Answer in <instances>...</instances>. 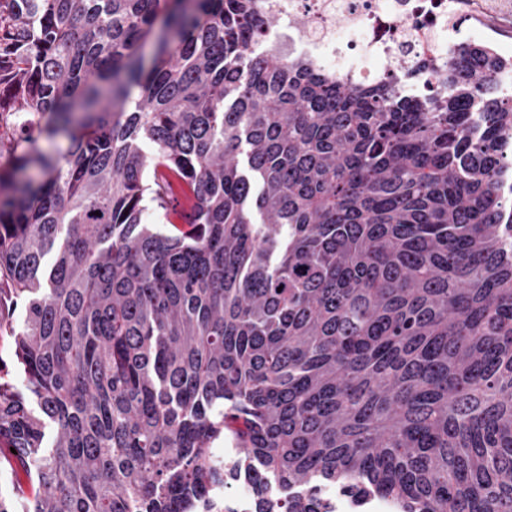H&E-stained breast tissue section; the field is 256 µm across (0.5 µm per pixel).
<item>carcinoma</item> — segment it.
I'll return each instance as SVG.
<instances>
[{"label": "carcinoma", "mask_w": 512, "mask_h": 512, "mask_svg": "<svg viewBox=\"0 0 512 512\" xmlns=\"http://www.w3.org/2000/svg\"><path fill=\"white\" fill-rule=\"evenodd\" d=\"M275 25L0 0V512H512V59L351 86Z\"/></svg>", "instance_id": "cac0c4a2"}]
</instances>
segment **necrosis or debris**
I'll list each match as a JSON object with an SVG mask.
<instances>
[{
	"label": "necrosis or debris",
	"mask_w": 512,
	"mask_h": 512,
	"mask_svg": "<svg viewBox=\"0 0 512 512\" xmlns=\"http://www.w3.org/2000/svg\"><path fill=\"white\" fill-rule=\"evenodd\" d=\"M277 14L278 30L266 51L309 58L325 72L355 83L393 76L394 59L447 60L475 21L493 13L512 22V0H262ZM307 23L296 27L293 20Z\"/></svg>",
	"instance_id": "1"
}]
</instances>
